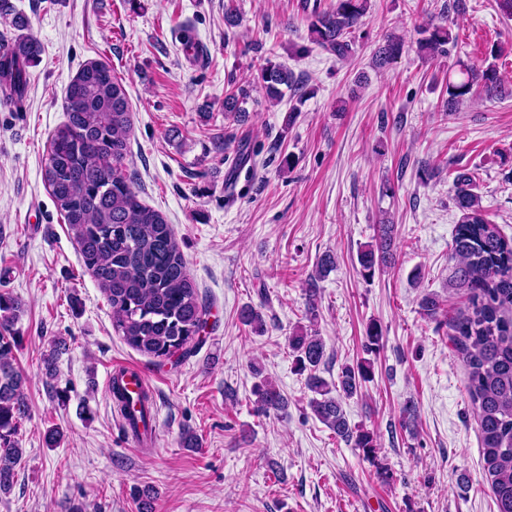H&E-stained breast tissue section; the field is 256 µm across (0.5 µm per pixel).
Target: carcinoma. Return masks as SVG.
<instances>
[{
	"label": "carcinoma",
	"mask_w": 512,
	"mask_h": 512,
	"mask_svg": "<svg viewBox=\"0 0 512 512\" xmlns=\"http://www.w3.org/2000/svg\"><path fill=\"white\" fill-rule=\"evenodd\" d=\"M370 9V0H334L305 4L308 39L340 60L354 53L353 34ZM417 48L435 55L448 53L455 42L448 19L419 30ZM405 48L402 39L389 34L373 55L384 68ZM37 56V43L19 34L0 50V93L21 100L27 91V68ZM459 75L448 79L447 110L481 90L488 97L509 95L495 64L460 63ZM261 89L270 101L280 102L285 91L297 89L293 73L271 61L261 72ZM250 91L240 86L224 96V111L242 113ZM67 121L53 133L44 164L49 193L76 240L84 266L112 308V324L126 343L140 353L164 363L171 356L185 359L200 342L206 307L200 301L187 270L175 233L163 214L143 203L123 173L132 131L129 101L122 79L105 63L87 62L66 90ZM476 186L467 173L453 180L452 191L461 213L453 235L451 258L456 261V283L468 291V307L442 321L440 303L431 294L420 300L424 317L448 327L468 369L467 395L475 407L481 439L483 469L490 484L496 512H512V239L489 223ZM394 225L381 224L377 238L358 252L359 273L365 280L392 258ZM334 266L329 255L317 264L316 276L306 289L307 313L317 312V280ZM21 304L0 295V493L14 484L15 467L22 457L18 426L28 410L26 378L13 363L8 335L18 320ZM383 344L381 326L366 330L365 351L375 353ZM295 367L308 372L306 384L315 394L313 414L336 437L375 459L377 435L351 425L343 400L360 391L371 378L368 359L344 364L330 383L318 374L325 345L318 336L297 333L288 338ZM123 403L128 424L137 434L152 432L148 398L113 385ZM256 410L284 412L288 401L272 382L255 384Z\"/></svg>",
	"instance_id": "obj_1"
}]
</instances>
